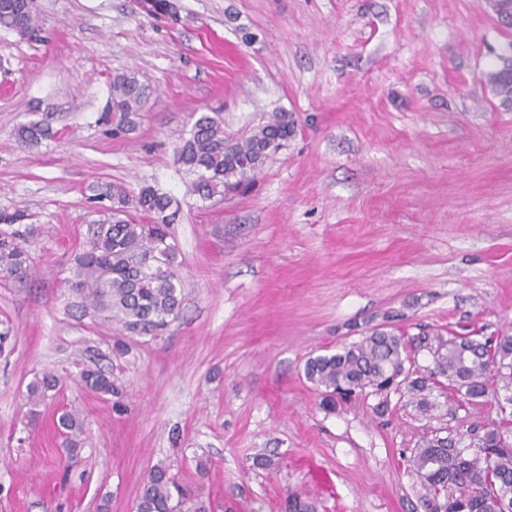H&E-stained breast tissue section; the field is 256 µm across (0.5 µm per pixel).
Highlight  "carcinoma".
<instances>
[{
  "instance_id": "carcinoma-1",
  "label": "carcinoma",
  "mask_w": 512,
  "mask_h": 512,
  "mask_svg": "<svg viewBox=\"0 0 512 512\" xmlns=\"http://www.w3.org/2000/svg\"><path fill=\"white\" fill-rule=\"evenodd\" d=\"M496 18L512 14V0H482ZM0 28L21 39L40 40L43 29L35 0H0ZM499 99L512 111V41L498 54L497 63L482 74ZM149 98L148 88L133 72L112 77V133L129 135L138 129L141 112ZM189 136L181 139L178 162L192 175L188 192L210 200L251 184L264 164L294 134L296 122L288 112H275L254 132L240 140L224 136V115L219 110L191 115ZM14 136L27 149L54 138L40 120L19 123ZM95 228L85 247L76 253L70 276L63 279L73 307L117 325L129 336L162 335L180 311L181 280L175 270L177 248L169 227L179 209L173 198L152 186L134 192L109 181L91 187ZM29 214L21 209L0 210V275L18 282L32 273L33 259L26 243L33 232ZM425 351L433 367L419 374L416 356ZM305 378L320 389V406L336 407V398L350 395L382 397L375 407L389 411L388 395L406 391L423 413L436 408L429 400L438 389L451 391L459 403L489 397L501 415L498 426L478 437L473 451L457 446L468 432L447 440L424 441L412 459V474L422 494L416 508L422 512H512V336H451L439 332L407 338L385 326L370 328L360 339L339 351L310 357ZM81 379L100 395H119L112 379L98 368H85ZM62 385L59 375L45 372L29 386L37 402ZM63 447L70 456L84 447L83 422L79 415L63 412L58 419ZM286 512H317L316 503L297 492L285 499ZM136 512H213L209 498L193 490L157 464L142 481Z\"/></svg>"
}]
</instances>
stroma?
<instances>
[{
	"instance_id": "obj_1",
	"label": "stroma",
	"mask_w": 512,
	"mask_h": 512,
	"mask_svg": "<svg viewBox=\"0 0 512 512\" xmlns=\"http://www.w3.org/2000/svg\"><path fill=\"white\" fill-rule=\"evenodd\" d=\"M141 2L37 0L46 41L0 30V210L37 227L33 276H0V512H133L160 462L216 512H282L290 489L318 512H413L426 434L489 427L496 406L425 415L394 393L383 416L373 396L329 412L303 367L388 316L410 336L512 333V111L481 79L512 29L480 0H175V21ZM126 70L151 97L124 138L106 114ZM217 106L231 139L275 111L297 127L247 191L204 202L176 148ZM31 113L56 137L28 150ZM99 179L179 208L184 301L157 338L80 316L61 286ZM95 365L119 396L84 386ZM45 371L63 387L32 403ZM58 422L63 431V447L68 455L77 456L85 444L82 420L77 413L65 411L59 416Z\"/></svg>"
}]
</instances>
